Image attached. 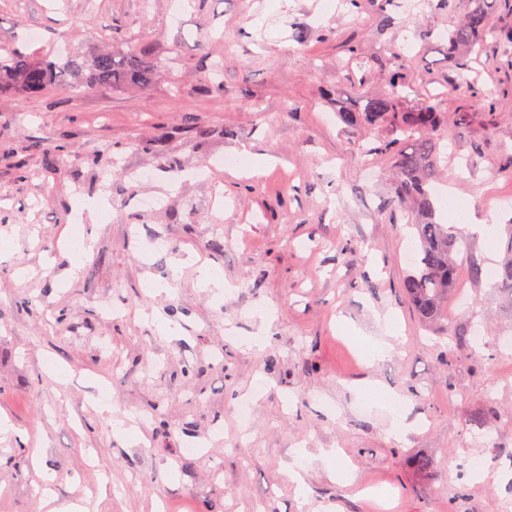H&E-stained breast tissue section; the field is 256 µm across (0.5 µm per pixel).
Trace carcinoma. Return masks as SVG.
Listing matches in <instances>:
<instances>
[{
	"label": "carcinoma",
	"instance_id": "cac0c4a2",
	"mask_svg": "<svg viewBox=\"0 0 512 512\" xmlns=\"http://www.w3.org/2000/svg\"><path fill=\"white\" fill-rule=\"evenodd\" d=\"M468 10L459 24L448 31V55L458 50L480 55L487 40L496 35L492 17L500 8H511L512 0H468ZM410 60L401 56L388 78V91L360 101L355 109L338 112L347 125L371 128L389 121L399 137L389 142L395 201L414 211L412 236L419 243V258L404 278L405 296L421 322L434 326L447 319L448 291L458 279L457 256L467 250L463 236L439 222L430 183L441 154L438 130L445 116L437 105L425 101L410 112L400 111L402 92L407 85ZM156 60L144 51L116 55L102 50L89 56H69L61 62L37 59L21 51L0 52V92L6 88L40 95L50 88L88 89L114 87L135 82L148 86L155 75ZM506 261L497 274L501 291L512 295V231L504 243Z\"/></svg>",
	"mask_w": 512,
	"mask_h": 512
}]
</instances>
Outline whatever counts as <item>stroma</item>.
Masks as SVG:
<instances>
[{
	"label": "stroma",
	"mask_w": 512,
	"mask_h": 512,
	"mask_svg": "<svg viewBox=\"0 0 512 512\" xmlns=\"http://www.w3.org/2000/svg\"><path fill=\"white\" fill-rule=\"evenodd\" d=\"M467 6L0 0V48H146L161 63L145 88L0 95V415L15 428L0 435V512H368L378 483L392 512H505L512 304L494 275L512 228V13L494 14L481 56L452 58L441 35ZM398 51L403 109L448 115L439 218L500 219L471 234L441 335L402 290L416 243L380 151L392 126L338 118L387 90ZM45 139L64 147L50 168L32 152ZM242 154L262 173L224 167ZM101 193L112 220L76 216V197ZM201 266L226 292L199 287ZM388 313L405 339L367 361ZM365 378L406 395L402 440L393 404L353 390Z\"/></svg>",
	"instance_id": "1"
}]
</instances>
